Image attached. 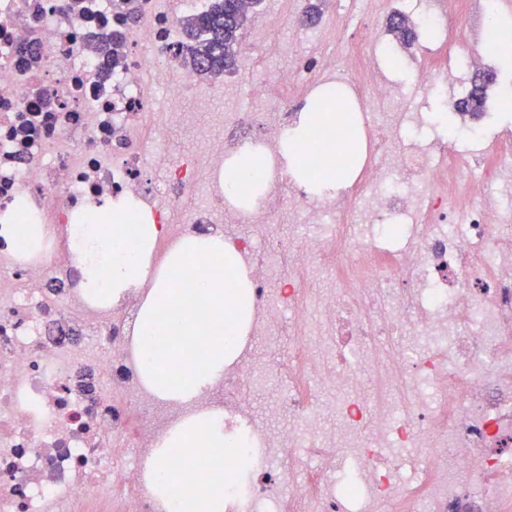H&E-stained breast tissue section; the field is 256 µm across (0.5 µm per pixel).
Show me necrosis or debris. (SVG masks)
I'll list each match as a JSON object with an SVG mask.
<instances>
[{
    "label": "necrosis or debris",
    "mask_w": 512,
    "mask_h": 512,
    "mask_svg": "<svg viewBox=\"0 0 512 512\" xmlns=\"http://www.w3.org/2000/svg\"><path fill=\"white\" fill-rule=\"evenodd\" d=\"M139 4L133 24L122 0H0V212L68 224L131 195L168 239L235 218L219 185L186 204L195 163L163 148L148 93L177 100L198 76L173 15ZM115 32L134 49L108 65L97 41ZM301 106L192 130L213 172L262 132L269 192L235 244L254 337L288 326L265 417L240 397L267 364L247 348L196 401L253 459L227 512H512V140L476 134L496 156L479 177L472 150L404 144L425 117L374 125L369 175L331 207L284 188L278 142ZM274 219L295 234L265 236ZM308 264L330 284L303 281ZM133 318L83 296L67 251L49 269L0 240V512H161L141 463L184 409L134 379Z\"/></svg>",
    "instance_id": "necrosis-or-debris-1"
}]
</instances>
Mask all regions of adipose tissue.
Here are the masks:
<instances>
[{
	"label": "adipose tissue",
	"instance_id": "adipose-tissue-1",
	"mask_svg": "<svg viewBox=\"0 0 512 512\" xmlns=\"http://www.w3.org/2000/svg\"><path fill=\"white\" fill-rule=\"evenodd\" d=\"M343 119L336 111L300 113L281 138L284 173L319 196L346 182L360 162L345 154L320 167L310 164L308 146L321 140L335 151L333 134ZM261 145H250L224 163L220 179L232 200L251 207L261 186L254 170L267 166ZM0 233L24 251L50 258L57 230L32 224L21 206L0 219ZM162 233L149 211L131 196L106 199L84 209L68 227V249L79 271V287L100 306L138 298L133 346L137 375L159 399L183 405L185 414L162 436L147 460L144 479L167 512H224V484L250 467L241 455L225 458L224 410L194 409L203 390L222 378L240 355L252 324L251 279L243 257L217 232L185 236L170 246L163 265L154 248ZM188 468L203 467L199 483H183L167 470L169 456Z\"/></svg>",
	"mask_w": 512,
	"mask_h": 512
}]
</instances>
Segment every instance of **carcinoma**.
Segmentation results:
<instances>
[{"label": "carcinoma", "mask_w": 512, "mask_h": 512, "mask_svg": "<svg viewBox=\"0 0 512 512\" xmlns=\"http://www.w3.org/2000/svg\"><path fill=\"white\" fill-rule=\"evenodd\" d=\"M249 16L241 0H213L207 11L180 20L184 37L181 50L189 54L190 64L198 74L210 76L234 67ZM390 28L406 45L418 36L403 16L390 18ZM487 87L485 81L473 84L467 98L457 102L455 108L463 114L480 112Z\"/></svg>", "instance_id": "carcinoma-1"}]
</instances>
